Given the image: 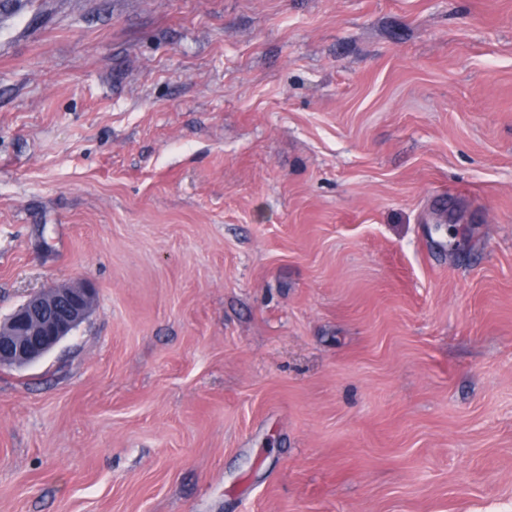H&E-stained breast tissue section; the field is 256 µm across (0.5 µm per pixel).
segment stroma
I'll return each mask as SVG.
<instances>
[{
    "instance_id": "stroma-1",
    "label": "stroma",
    "mask_w": 512,
    "mask_h": 512,
    "mask_svg": "<svg viewBox=\"0 0 512 512\" xmlns=\"http://www.w3.org/2000/svg\"><path fill=\"white\" fill-rule=\"evenodd\" d=\"M0 512H512V0H0ZM93 298L88 285L30 297L0 323V367H23L40 359L83 322Z\"/></svg>"
}]
</instances>
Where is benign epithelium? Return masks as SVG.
Here are the masks:
<instances>
[{
  "label": "benign epithelium",
  "mask_w": 512,
  "mask_h": 512,
  "mask_svg": "<svg viewBox=\"0 0 512 512\" xmlns=\"http://www.w3.org/2000/svg\"><path fill=\"white\" fill-rule=\"evenodd\" d=\"M94 289L53 288L30 297L0 323V367L29 365L68 336L87 317Z\"/></svg>",
  "instance_id": "benign-epithelium-1"
}]
</instances>
